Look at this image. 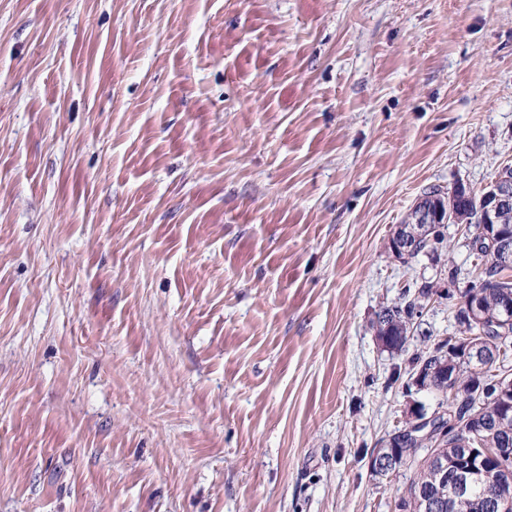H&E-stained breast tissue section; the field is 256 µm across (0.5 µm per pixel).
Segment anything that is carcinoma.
<instances>
[{
  "mask_svg": "<svg viewBox=\"0 0 512 512\" xmlns=\"http://www.w3.org/2000/svg\"><path fill=\"white\" fill-rule=\"evenodd\" d=\"M415 209H439L452 223L466 225L467 246L480 260L471 272V283L477 285L484 315L490 319L499 316L501 293L512 291V260L507 262L500 255L492 258L487 244L476 247L479 241L485 240V227L479 223L478 199L468 200L452 191L445 193L434 187L424 193ZM442 242V225L429 224L408 251V257L415 258L423 253L435 256ZM431 295L433 288L425 285L417 294L378 314L374 324L377 335H382L386 329L393 333L392 345L386 347L390 354L406 351L415 319L422 314L423 301ZM451 309L459 335L448 337L433 350L414 358V380L432 379L430 392L441 397V425L426 437L401 429L395 431L385 446L395 455V463L379 474L387 475L404 465L415 466L406 494L396 503L398 512H421L418 500L427 494L434 497L436 504L429 512H512V507L504 511L492 509L478 487L463 492L450 490L448 498H436L438 491L432 476L443 460L462 462L466 467L478 465L493 477L500 474L504 465L512 468V418L501 417L504 402L498 389L499 379L507 374L506 365L512 354V322L500 324L499 331L493 335L495 346L502 353L501 361H493L484 367L466 362L445 370L441 364L445 363L449 350L481 339L478 327L463 318L456 305H451ZM450 422L458 428L453 438L441 434L442 427ZM460 448L471 449V460L467 461L459 454Z\"/></svg>",
  "mask_w": 512,
  "mask_h": 512,
  "instance_id": "1",
  "label": "carcinoma"
}]
</instances>
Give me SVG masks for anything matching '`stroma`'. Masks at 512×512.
Segmentation results:
<instances>
[{
  "label": "stroma",
  "mask_w": 512,
  "mask_h": 512,
  "mask_svg": "<svg viewBox=\"0 0 512 512\" xmlns=\"http://www.w3.org/2000/svg\"><path fill=\"white\" fill-rule=\"evenodd\" d=\"M507 164L512 0H0V512H397ZM444 226V224H427L420 238L415 241L412 249L408 251V253L398 254V256L403 257L402 255H408L409 258H416L423 253L438 256L437 245L443 242V231L441 228ZM433 295V288L430 285H424L418 289L411 297H405L402 302L392 307L384 308L377 317L373 327H375L377 336L390 330L394 336H391L392 346L386 344V350L391 354H400L406 351L409 344L411 332L414 328L415 319L422 314L423 299H429ZM386 328V329H385Z\"/></svg>",
  "instance_id": "1"
}]
</instances>
